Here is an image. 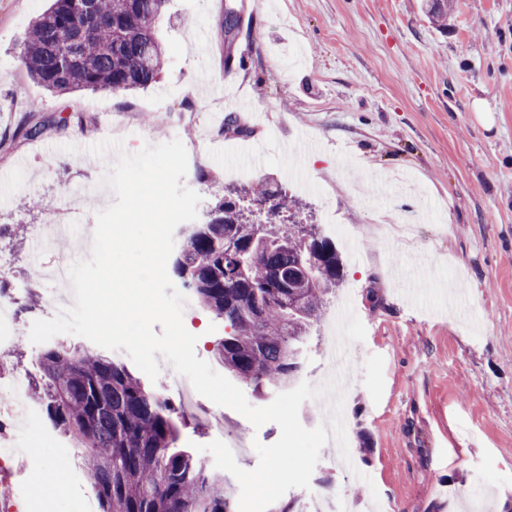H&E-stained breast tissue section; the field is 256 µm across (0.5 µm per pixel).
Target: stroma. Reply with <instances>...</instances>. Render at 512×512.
Segmentation results:
<instances>
[{
  "instance_id": "1",
  "label": "stroma",
  "mask_w": 512,
  "mask_h": 512,
  "mask_svg": "<svg viewBox=\"0 0 512 512\" xmlns=\"http://www.w3.org/2000/svg\"><path fill=\"white\" fill-rule=\"evenodd\" d=\"M445 26L422 0H170L158 33L160 79L132 93H50L18 65L31 22L46 0H0V278L17 287L13 320H0L11 355L0 386L41 381L25 306L46 300L59 260L86 258L87 238L34 246L35 229L71 205L93 214L115 197L91 145L124 151L180 140L187 187L206 219L216 189L249 208L250 186L271 181L299 213L276 223L321 225L335 211L359 249L331 234L343 281L303 348L300 380L318 385L347 366L342 415L356 467L327 442L313 471L321 491L348 495L355 512L379 500L396 512H466L480 491L485 512H512V0H454ZM246 16L232 71L224 69L225 7ZM243 99L241 120L261 155L252 174H225L239 151L225 147L222 93ZM483 100L492 127L475 117ZM45 127L31 141L24 122ZM306 127L319 146L284 154ZM397 213L413 244L381 239L378 213ZM196 353L223 372L215 344L222 323L200 305L183 319ZM29 416L5 422L15 448L0 472L26 463L25 512H99L84 451L29 399ZM228 434L247 446L235 460L255 469L254 443L274 444V423L253 425L228 410Z\"/></svg>"
}]
</instances>
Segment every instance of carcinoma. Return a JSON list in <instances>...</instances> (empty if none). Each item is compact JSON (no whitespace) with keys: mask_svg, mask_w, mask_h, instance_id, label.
Wrapping results in <instances>:
<instances>
[{"mask_svg":"<svg viewBox=\"0 0 512 512\" xmlns=\"http://www.w3.org/2000/svg\"><path fill=\"white\" fill-rule=\"evenodd\" d=\"M167 2L49 0L22 42L19 67L54 94L145 89L162 69L157 31ZM452 8L453 0H425L439 26ZM250 193L274 198L273 215L282 207L267 181ZM172 271L224 323L216 344L224 368L256 389L282 388L302 370L301 345L341 284L343 262L330 239L297 224L259 230L224 194L208 220L187 225ZM41 365L48 383L35 395L52 424L86 448L99 512H235L233 482L194 452L174 450L176 408L126 365L60 342L42 352Z\"/></svg>","mask_w":512,"mask_h":512,"instance_id":"obj_1","label":"carcinoma"}]
</instances>
